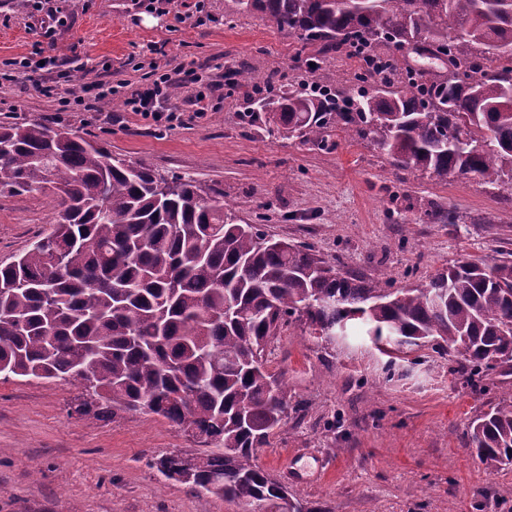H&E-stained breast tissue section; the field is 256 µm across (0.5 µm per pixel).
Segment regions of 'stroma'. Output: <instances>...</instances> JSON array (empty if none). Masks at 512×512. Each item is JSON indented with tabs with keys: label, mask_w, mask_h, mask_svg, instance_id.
<instances>
[{
	"label": "stroma",
	"mask_w": 512,
	"mask_h": 512,
	"mask_svg": "<svg viewBox=\"0 0 512 512\" xmlns=\"http://www.w3.org/2000/svg\"><path fill=\"white\" fill-rule=\"evenodd\" d=\"M203 9L209 19L196 24ZM68 23L54 44L41 37L45 10ZM296 36L239 12L234 0H0V62L40 51L67 60L72 83L111 65L113 80L138 83L137 64L163 57L222 83L213 111L165 129L125 111L63 112L57 99L18 83L0 88V123L38 120L106 146L113 156L222 191L239 218L267 214L265 232L310 244L344 269L417 285L466 256L512 251V201L476 180H442L396 167L377 147L332 132V149L244 127L242 66L258 86L321 85L356 92L347 52L308 71ZM50 197L0 193V264L49 233ZM268 368L282 375L300 412L289 413L257 463L314 512H512V466L487 468L469 443L471 421L494 402L452 381L448 362H406L394 376L369 337L316 338L287 330ZM82 391L65 380L0 379V512H237L200 503L152 463L202 444L145 412L100 419L74 412Z\"/></svg>",
	"instance_id": "1"
}]
</instances>
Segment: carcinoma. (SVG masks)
Masks as SVG:
<instances>
[{"label":"carcinoma","instance_id":"carcinoma-1","mask_svg":"<svg viewBox=\"0 0 512 512\" xmlns=\"http://www.w3.org/2000/svg\"><path fill=\"white\" fill-rule=\"evenodd\" d=\"M302 48L360 39L402 51L383 72L358 60L349 98L281 89L245 97L242 122L330 148L335 128L393 163L443 180L470 175L512 198V0H236ZM432 63L410 64L411 51ZM51 192L52 231L0 266V377L82 385L74 407L99 418L145 408L210 450L190 457L195 496L241 512H313L255 460L288 417V388L266 366L284 329L344 336L360 324L392 374L399 354L461 358L474 389L512 374V252L464 258L417 286L339 268L312 246L242 223L191 178L112 157L33 120L0 125V191ZM489 468L512 465V395L471 423Z\"/></svg>","mask_w":512,"mask_h":512}]
</instances>
